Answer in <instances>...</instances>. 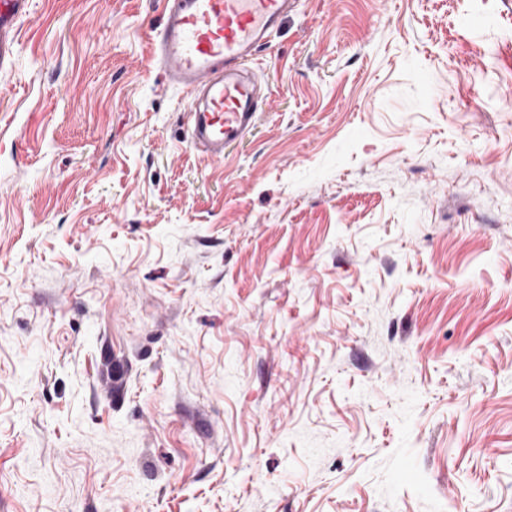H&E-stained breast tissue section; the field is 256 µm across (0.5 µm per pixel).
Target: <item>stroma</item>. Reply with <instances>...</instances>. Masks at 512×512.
I'll return each instance as SVG.
<instances>
[{"label": "stroma", "instance_id": "1", "mask_svg": "<svg viewBox=\"0 0 512 512\" xmlns=\"http://www.w3.org/2000/svg\"><path fill=\"white\" fill-rule=\"evenodd\" d=\"M214 163L163 0L0 67V512H512V0H295Z\"/></svg>", "mask_w": 512, "mask_h": 512}]
</instances>
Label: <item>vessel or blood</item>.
Returning <instances> with one entry per match:
<instances>
[{"label": "vessel or blood", "instance_id": "1", "mask_svg": "<svg viewBox=\"0 0 512 512\" xmlns=\"http://www.w3.org/2000/svg\"><path fill=\"white\" fill-rule=\"evenodd\" d=\"M294 0H166L149 36L150 62L183 93L192 142L215 163L242 135L265 101L248 68ZM31 0H0V66L16 47L15 23Z\"/></svg>", "mask_w": 512, "mask_h": 512}]
</instances>
